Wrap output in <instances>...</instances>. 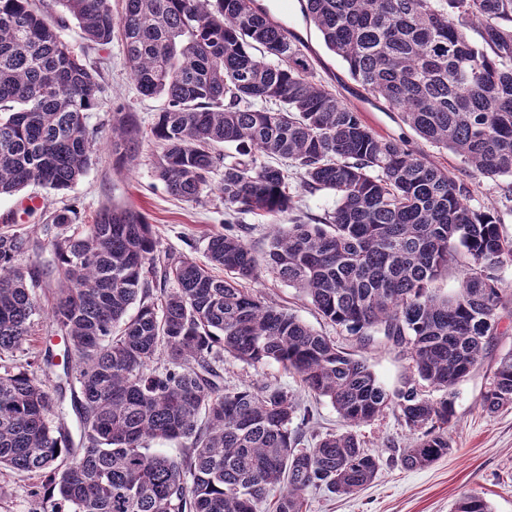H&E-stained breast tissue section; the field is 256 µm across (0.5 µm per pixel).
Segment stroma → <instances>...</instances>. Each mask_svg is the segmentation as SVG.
<instances>
[{
    "label": "stroma",
    "instance_id": "stroma-1",
    "mask_svg": "<svg viewBox=\"0 0 512 512\" xmlns=\"http://www.w3.org/2000/svg\"><path fill=\"white\" fill-rule=\"evenodd\" d=\"M272 14L296 28L307 45L306 53L318 80L339 90L345 102L356 106L363 121L378 135L404 141L415 151L442 164L458 178L472 184L468 206L476 211L495 209L500 230L512 239V182L478 178L465 172L459 158L419 138L399 113L388 111L382 100L359 97V88L350 79L337 56L324 46L317 30L295 11L297 0H265ZM60 35L71 50L91 63H99L106 91L98 111L89 113L86 122L100 134H107L117 113H131L142 132L138 157L128 164L111 149H102L87 173L70 189L55 192L31 185L15 195L0 197V232L32 233L31 259L48 266L44 227L53 213L68 211L73 223H93L106 206L129 207L140 212L152 224L162 252L183 256L197 262L206 260L210 235L223 231L228 215L217 189L220 174H213V185L198 200L183 201L171 195L157 176L160 148L151 135L157 112L164 98L142 96L126 62L120 39L105 47H93L83 37L75 21H67ZM36 207H29V200ZM249 288L296 314L301 320L333 338L337 345L364 359L387 390L414 380L410 361L402 349L376 346L361 347L355 337L328 324L299 293L269 273L249 281ZM499 333L494 337L481 364L455 388V416L448 429L452 448L448 455L424 468L407 469L399 456L414 439L399 413L386 410L375 420L363 424L356 433L364 450L380 461L374 481L354 495H336L326 488L309 489L304 512H454L463 494L485 497L493 512H512V408L488 413L481 406V396L489 383L499 358L512 351V301L498 310ZM224 385L228 388L251 385L261 387L276 383L297 395L303 407L312 412L306 426L305 446H312L319 436L339 432L342 420L326 400L305 392L297 377L274 363L253 367L233 357L223 363ZM41 488L38 476L18 471L0 472V512H33L35 493Z\"/></svg>",
    "mask_w": 512,
    "mask_h": 512
}]
</instances>
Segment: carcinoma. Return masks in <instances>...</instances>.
Segmentation results:
<instances>
[{
  "label": "carcinoma",
  "mask_w": 512,
  "mask_h": 512,
  "mask_svg": "<svg viewBox=\"0 0 512 512\" xmlns=\"http://www.w3.org/2000/svg\"><path fill=\"white\" fill-rule=\"evenodd\" d=\"M32 0H0V195L31 184L62 191L90 168L102 73L61 38ZM99 46L118 35L141 93L161 96L151 134L157 176L196 201L224 167L228 214L276 217L293 209L288 169L302 188L336 196L320 224H275L257 255L244 224L208 238L207 263L160 255L136 210L107 206L94 223L52 222L55 289L44 306L36 268L22 264L26 233H0V469L41 478L39 512H303L308 489L350 495L376 477L379 460L353 428L397 409L418 432L401 462L430 465L451 450L456 385L497 335L505 299L499 269L512 240L495 213L476 212L469 185L428 156L379 137L335 90L315 79L299 43L260 0H56ZM329 51L367 94L426 142L454 153L479 177L512 180V0H298ZM475 29L478 40L468 31ZM275 107L268 108L266 103ZM141 138L128 115L108 140L132 162ZM241 158L223 163L220 149ZM224 271L218 277L213 270ZM450 271L459 287L433 283ZM267 272L297 288L331 324L363 346L402 348L419 378L388 392L366 361L239 281ZM173 284L155 302L156 281ZM137 306L135 315L128 312ZM48 313L65 349L64 374L79 386V440L56 416L55 366L19 368L5 356ZM251 366L275 362L327 400L348 426L300 447L310 421L276 385L224 387V354ZM482 408L512 406V352L501 357ZM182 444L169 455L151 444ZM457 512H493L468 494Z\"/></svg>",
  "instance_id": "cac0c4a2"
}]
</instances>
